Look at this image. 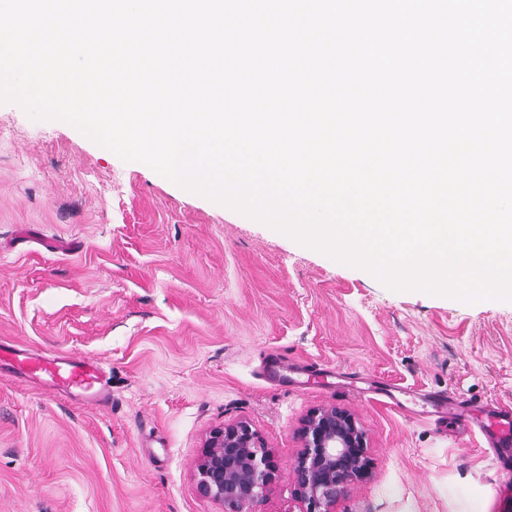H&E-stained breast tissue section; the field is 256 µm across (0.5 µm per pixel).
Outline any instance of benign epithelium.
Here are the masks:
<instances>
[{
	"label": "benign epithelium",
	"mask_w": 512,
	"mask_h": 512,
	"mask_svg": "<svg viewBox=\"0 0 512 512\" xmlns=\"http://www.w3.org/2000/svg\"><path fill=\"white\" fill-rule=\"evenodd\" d=\"M297 437L292 480L299 512H336L348 488L371 476L365 431L350 412L321 407L301 421ZM277 472L274 452L245 421L211 429L195 463L198 491L224 512H253L271 493Z\"/></svg>",
	"instance_id": "benign-epithelium-1"
}]
</instances>
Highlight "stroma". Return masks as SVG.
<instances>
[{
	"mask_svg": "<svg viewBox=\"0 0 512 512\" xmlns=\"http://www.w3.org/2000/svg\"><path fill=\"white\" fill-rule=\"evenodd\" d=\"M0 342L101 361L108 394L0 367V512H224L194 467L236 421L279 462L256 512H295L296 431L325 406L356 417L371 460L336 512H512V456L481 430L512 411V302L390 290L12 102Z\"/></svg>",
	"mask_w": 512,
	"mask_h": 512,
	"instance_id": "35a3bbf8",
	"label": "stroma"
}]
</instances>
